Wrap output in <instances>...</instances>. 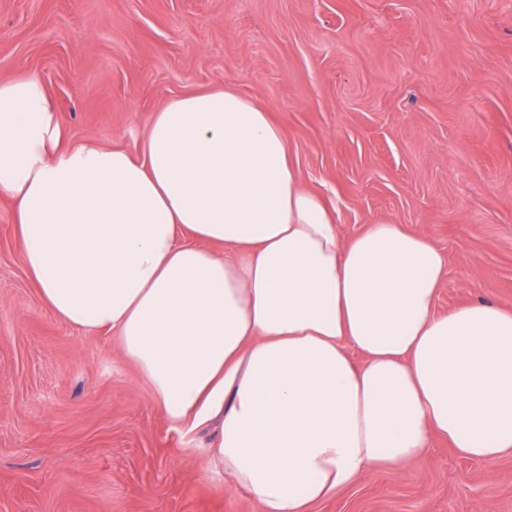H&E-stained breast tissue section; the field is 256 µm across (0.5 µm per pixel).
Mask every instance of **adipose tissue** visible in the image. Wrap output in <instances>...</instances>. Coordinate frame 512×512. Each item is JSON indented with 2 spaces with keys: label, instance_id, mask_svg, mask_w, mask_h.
<instances>
[{
  "label": "adipose tissue",
  "instance_id": "adipose-tissue-1",
  "mask_svg": "<svg viewBox=\"0 0 512 512\" xmlns=\"http://www.w3.org/2000/svg\"><path fill=\"white\" fill-rule=\"evenodd\" d=\"M0 196L45 304L114 334L174 427L219 418L210 461L257 512H310L438 439L512 456V309L437 312L446 256L391 220L343 239L266 103L173 98L136 157L66 143L20 75L0 82Z\"/></svg>",
  "mask_w": 512,
  "mask_h": 512
}]
</instances>
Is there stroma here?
Segmentation results:
<instances>
[{
	"instance_id": "1",
	"label": "stroma",
	"mask_w": 512,
	"mask_h": 512,
	"mask_svg": "<svg viewBox=\"0 0 512 512\" xmlns=\"http://www.w3.org/2000/svg\"><path fill=\"white\" fill-rule=\"evenodd\" d=\"M34 71L66 139L139 155L170 99L266 102L342 238L388 218L446 255L438 311L512 308V0H0V81ZM110 334L49 310L0 197V512H257ZM313 512H512V457L447 442Z\"/></svg>"
}]
</instances>
